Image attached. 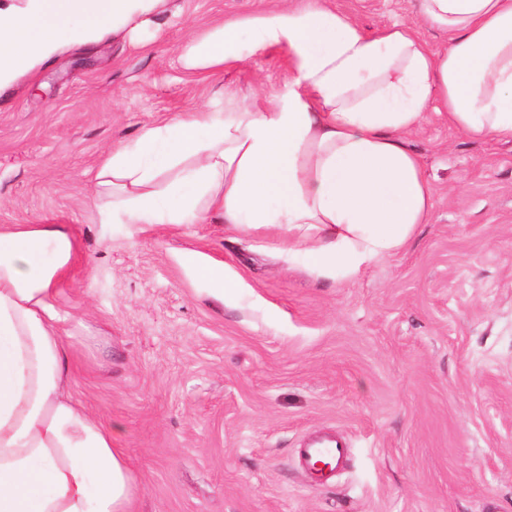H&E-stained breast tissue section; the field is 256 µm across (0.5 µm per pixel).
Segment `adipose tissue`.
<instances>
[{
	"label": "adipose tissue",
	"mask_w": 512,
	"mask_h": 512,
	"mask_svg": "<svg viewBox=\"0 0 512 512\" xmlns=\"http://www.w3.org/2000/svg\"><path fill=\"white\" fill-rule=\"evenodd\" d=\"M168 0H0V88L69 43L93 44L161 16ZM445 32H376L308 0L217 23L183 55L218 71L271 50L288 75L263 105L224 104L146 126L104 156L103 216L127 224L219 221L277 231L288 261L349 278L429 223L435 189L406 140L437 105L473 141H512V0H419ZM78 243L64 224L0 225V512H131L132 471L111 430L74 396L54 298ZM184 263L214 294L238 288L223 263Z\"/></svg>",
	"instance_id": "adipose-tissue-1"
}]
</instances>
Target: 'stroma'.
<instances>
[{
    "label": "stroma",
    "mask_w": 512,
    "mask_h": 512,
    "mask_svg": "<svg viewBox=\"0 0 512 512\" xmlns=\"http://www.w3.org/2000/svg\"><path fill=\"white\" fill-rule=\"evenodd\" d=\"M279 4L169 0L154 24L67 45L0 89V225L79 241L55 295L76 397L125 453L132 512H512V143L428 111L408 145L432 221L351 279L288 264L273 231L102 221L94 176L114 144L283 85V51L213 73L181 62L215 23ZM329 4L370 31L417 21V0ZM190 251L238 288L216 297ZM328 431L350 457L322 485L295 450Z\"/></svg>",
    "instance_id": "1"
}]
</instances>
